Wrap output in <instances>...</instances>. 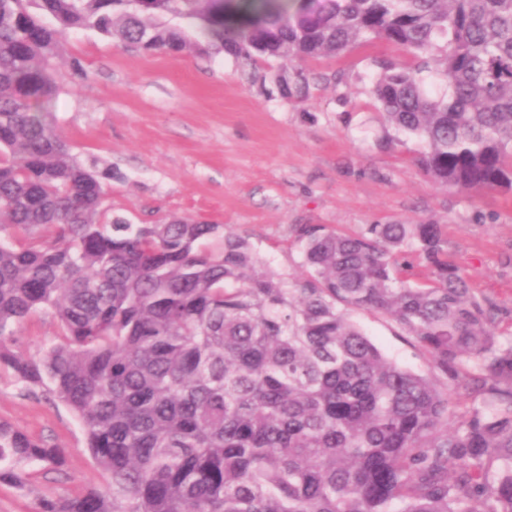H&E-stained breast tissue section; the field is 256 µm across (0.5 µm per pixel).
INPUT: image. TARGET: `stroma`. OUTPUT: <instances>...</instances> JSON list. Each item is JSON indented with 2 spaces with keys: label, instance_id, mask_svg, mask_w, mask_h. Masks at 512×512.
Wrapping results in <instances>:
<instances>
[{
  "label": "stroma",
  "instance_id": "35a3bbf8",
  "mask_svg": "<svg viewBox=\"0 0 512 512\" xmlns=\"http://www.w3.org/2000/svg\"><path fill=\"white\" fill-rule=\"evenodd\" d=\"M400 57L379 41L309 62L318 79L308 97L288 98L274 79L278 62L255 68L223 53H139L87 30L61 48L53 111L81 160L111 166L112 211L132 223L223 225L290 279L305 273L294 225L354 233L369 224H441L449 260L512 313V190L442 187L414 163L417 139L386 124L371 94L376 61ZM351 318L386 355L428 372L395 323L369 311ZM58 332L50 314H36L15 347L36 354ZM0 421L65 453L61 470L31 467L27 489L0 483V512H34L38 499L100 485L65 405L24 394L5 375Z\"/></svg>",
  "mask_w": 512,
  "mask_h": 512
}]
</instances>
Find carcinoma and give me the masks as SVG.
I'll return each mask as SVG.
<instances>
[{
	"mask_svg": "<svg viewBox=\"0 0 512 512\" xmlns=\"http://www.w3.org/2000/svg\"><path fill=\"white\" fill-rule=\"evenodd\" d=\"M76 30L276 60L286 96L314 79L288 61L386 42L412 62H376L372 93L415 163L512 190V0H0V373L73 412L103 483L36 512H512V335L448 261L444 225L297 224L305 275L286 280L220 224L112 215V169L79 159L52 112ZM355 310L394 322L429 373ZM38 313L58 342L16 351ZM34 464L57 470L62 450L0 422V483ZM351 319L386 355L413 371L428 373L427 359L403 339L404 334L395 323L378 313L369 311L354 312L351 314Z\"/></svg>",
	"mask_w": 512,
	"mask_h": 512,
	"instance_id": "cac0c4a2",
	"label": "carcinoma"
}]
</instances>
